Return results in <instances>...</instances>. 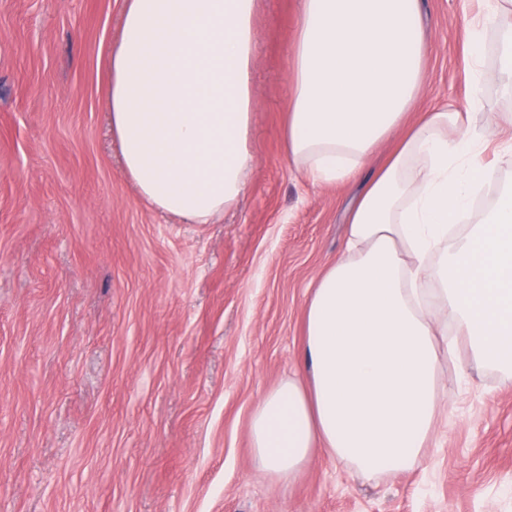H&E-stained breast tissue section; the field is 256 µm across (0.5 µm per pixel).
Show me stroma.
<instances>
[{
    "label": "stroma",
    "mask_w": 512,
    "mask_h": 512,
    "mask_svg": "<svg viewBox=\"0 0 512 512\" xmlns=\"http://www.w3.org/2000/svg\"><path fill=\"white\" fill-rule=\"evenodd\" d=\"M300 0H259L255 164L211 224L156 212L100 86L122 0H0V512H512V387L446 368L420 469L377 484L317 454L288 485L249 418L303 368L305 312L363 184L315 185L284 149ZM424 112L468 95L478 0H421ZM486 119L512 95L486 51Z\"/></svg>",
    "instance_id": "obj_1"
}]
</instances>
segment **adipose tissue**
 Instances as JSON below:
<instances>
[{"instance_id": "adipose-tissue-1", "label": "adipose tissue", "mask_w": 512, "mask_h": 512, "mask_svg": "<svg viewBox=\"0 0 512 512\" xmlns=\"http://www.w3.org/2000/svg\"><path fill=\"white\" fill-rule=\"evenodd\" d=\"M483 2L463 47L464 104L413 122L420 0H301L287 157L313 183L366 187L307 304L306 378L249 420L271 479L295 480L319 452L367 481L414 471L443 413L444 363L512 385V139L494 142L479 119L489 39L512 91V0ZM256 3L123 0L103 88L112 138L138 195L192 224L233 209L253 166Z\"/></svg>"}]
</instances>
